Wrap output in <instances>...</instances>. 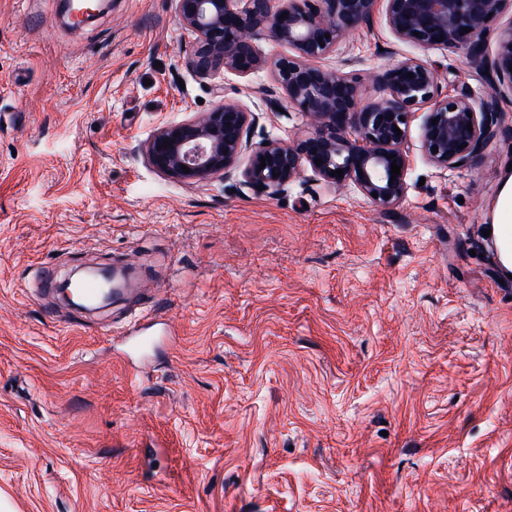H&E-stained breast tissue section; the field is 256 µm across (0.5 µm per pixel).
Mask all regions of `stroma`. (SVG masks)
<instances>
[{
  "mask_svg": "<svg viewBox=\"0 0 512 512\" xmlns=\"http://www.w3.org/2000/svg\"><path fill=\"white\" fill-rule=\"evenodd\" d=\"M174 0H113L73 30L58 0H0V498L12 512H512V279L483 230L512 157L414 153L382 209L311 170L280 190L154 170L160 126L220 101L253 141L307 136L270 103L287 45L209 79ZM364 97L413 58L477 85L463 52L382 18L322 57ZM223 85L216 95L215 85ZM135 271L176 339L126 354L123 306L41 298L37 273Z\"/></svg>",
  "mask_w": 512,
  "mask_h": 512,
  "instance_id": "obj_1",
  "label": "stroma"
}]
</instances>
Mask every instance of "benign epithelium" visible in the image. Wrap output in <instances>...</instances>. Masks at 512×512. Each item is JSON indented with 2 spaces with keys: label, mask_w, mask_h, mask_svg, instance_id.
<instances>
[{
  "label": "benign epithelium",
  "mask_w": 512,
  "mask_h": 512,
  "mask_svg": "<svg viewBox=\"0 0 512 512\" xmlns=\"http://www.w3.org/2000/svg\"><path fill=\"white\" fill-rule=\"evenodd\" d=\"M382 2L386 25L398 41L462 51L480 72L483 93L463 81L444 95L441 81L447 73L406 59L374 75L382 95L365 103L357 78L343 71L345 61L334 69L316 64L350 36L372 30ZM108 6L109 0H94L93 7L77 11L63 0L61 14L88 21ZM509 6L512 0H281L274 8L271 0H247L237 9L234 0H176L182 27L194 35L188 66L200 77L223 71L250 75L263 65L255 48L263 33L288 45L294 54L274 61L275 82L288 104L312 118L314 129L289 144L271 139L254 143L247 137L248 127L257 120L254 113L222 102L199 118L157 128L145 145L146 159L179 181L203 183L236 174L244 183L266 190L295 181L307 166L325 183L353 187L376 206L390 208L409 188L414 146L408 128L422 107L429 110L419 150L446 171L472 168L503 133L501 103L512 100V24L498 31L492 54L487 39ZM466 27L470 31H464ZM165 141L170 146L163 145ZM245 152L250 162L241 169L237 160ZM263 158L269 163L262 169ZM393 163L400 175L392 181ZM183 165L190 172H183ZM339 169L340 177L334 175ZM275 172L279 176H273Z\"/></svg>",
  "instance_id": "obj_1"
}]
</instances>
